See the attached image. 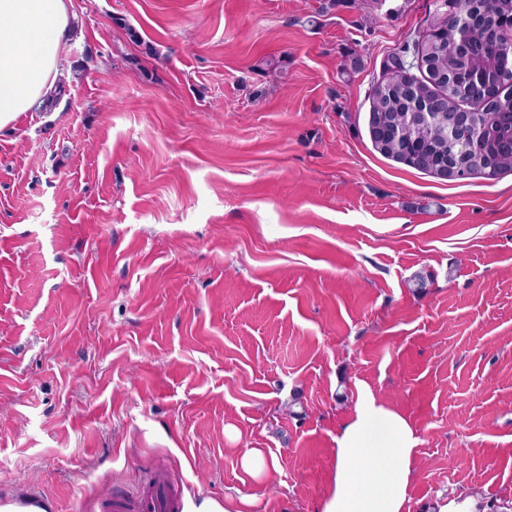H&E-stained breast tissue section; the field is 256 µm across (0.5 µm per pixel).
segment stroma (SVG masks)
Masks as SVG:
<instances>
[{
	"label": "stroma",
	"instance_id": "35a3bbf8",
	"mask_svg": "<svg viewBox=\"0 0 512 512\" xmlns=\"http://www.w3.org/2000/svg\"><path fill=\"white\" fill-rule=\"evenodd\" d=\"M442 0H69L64 93L0 135V500L319 512L372 394L413 512L512 500V172L377 152L371 87ZM275 456L258 481L245 449ZM138 512H179L182 502L176 497L167 478L163 475L151 474L144 479L134 502L116 500L110 506L114 512L127 510ZM253 498L239 493L225 494L224 502L212 498H202L198 502L189 500L186 512H255ZM479 499L474 496L458 495L448 499L440 495L431 507V512H477Z\"/></svg>",
	"mask_w": 512,
	"mask_h": 512
}]
</instances>
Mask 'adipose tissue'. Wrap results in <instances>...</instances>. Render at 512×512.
<instances>
[{
  "label": "adipose tissue",
  "mask_w": 512,
  "mask_h": 512,
  "mask_svg": "<svg viewBox=\"0 0 512 512\" xmlns=\"http://www.w3.org/2000/svg\"><path fill=\"white\" fill-rule=\"evenodd\" d=\"M73 32L67 0H0V132L54 91ZM417 444L403 416L362 398L336 438L333 485L320 512H409Z\"/></svg>",
  "instance_id": "obj_1"
}]
</instances>
